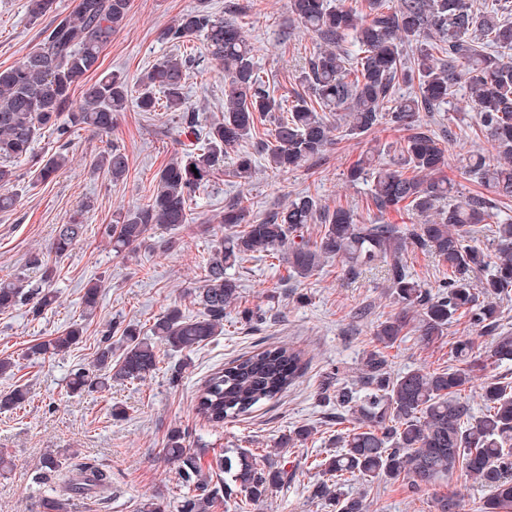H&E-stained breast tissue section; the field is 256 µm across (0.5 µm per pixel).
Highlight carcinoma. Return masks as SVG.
<instances>
[{
	"label": "carcinoma",
	"instance_id": "obj_1",
	"mask_svg": "<svg viewBox=\"0 0 512 512\" xmlns=\"http://www.w3.org/2000/svg\"><path fill=\"white\" fill-rule=\"evenodd\" d=\"M364 2L365 10L358 11L328 0H290L293 19L319 39L297 76L306 93L297 92L291 100L276 97L270 80L260 76L256 48L234 17V3L224 7L222 18L204 8L182 14L163 30L162 39L179 48L202 35L206 52L224 70L223 118L201 128L185 107L193 57L182 53L157 60L138 78L134 91L120 72L95 79L102 52L126 21L130 0H76L69 15L44 28L39 47L14 65L0 66V212L17 202L14 165L27 162L39 181L53 179L69 162L64 138L71 130L110 133L115 113L129 102L141 112L165 106L180 133L195 138L200 147L167 163L152 190L115 221L110 233L117 251L136 248L157 226L193 223L194 193L217 175L249 180L255 172L251 153L235 154L229 168L224 159L259 134V125L271 115L265 162L278 173L320 158L334 132L367 135L382 122L407 132L401 156L411 173L379 168L366 153L348 169L347 180L371 177L370 198L379 214L402 205L419 223L403 231L393 224H362L352 210L332 209L308 194L255 222L249 218L248 199L241 197L224 211L222 224L231 232L203 263L202 312L190 316L173 305L156 318L149 337L127 324L119 358L112 360V344L99 348L89 368L73 374L69 389L81 396L106 388L114 378L143 381L158 368L157 346L181 354L223 335L224 310L238 300L240 288L227 270L254 253L275 255L287 249L289 272L301 279L315 275L330 258L349 275L380 264L399 307L374 329L376 347L361 362L359 385L336 389V407L349 414L351 427L336 434V450L315 464L324 476L316 497L334 512H366L364 496L342 492L344 483L371 488L400 481L424 496L437 482L464 476L488 490L480 512H512V382L494 377L474 385V343L468 335L453 342L455 364L443 369L395 374L384 353L411 325L429 344L467 317L468 327L491 337L484 363L512 361V335L499 332L497 306L498 299L512 293V215L497 205L512 198V0H492L480 9L474 0H397L393 8L385 0ZM52 8V0H27L33 22ZM414 82L417 91L396 95V86ZM462 82L476 105L477 130L499 156L493 162L472 153L465 158L466 168L492 198L478 190L456 198L455 182L443 175L446 149L420 121L421 113L452 104ZM45 132L62 141L63 151L48 157L34 153ZM100 166L113 182L128 172L127 157L113 147L101 155ZM309 224L321 225L313 241L305 237ZM486 230L491 251L472 244ZM86 233L84 224H62L48 252L62 257ZM410 251L437 258L443 277L436 289L408 270L404 256ZM32 264L41 271L34 283L23 287L0 279V311L30 304L40 313L53 305L57 269L43 257ZM101 288L98 278L86 284L84 314L97 309ZM84 329L75 322L30 347L28 355L44 359L65 352L79 344ZM303 370L301 353L292 347L253 352L212 374L199 391L196 410L214 425L249 416L279 401ZM471 393L481 402L478 413L470 404ZM29 399V389L18 385L0 396V409H21ZM309 435L310 429L301 426L277 447L294 448ZM185 442L186 432L172 429L163 448L165 460L177 466L182 479L179 512H212L219 498L234 493L244 496L238 512H246L245 506L266 500L288 481L286 460L266 467L251 449L233 448L205 469ZM221 474L224 478L214 481ZM52 478L56 488L40 499L42 512H70L71 501L90 495L104 500L112 487L106 469L76 452L64 460L53 453L44 457L39 480ZM435 509L462 512V502L455 493L437 494Z\"/></svg>",
	"mask_w": 512,
	"mask_h": 512
}]
</instances>
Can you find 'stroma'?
Returning a JSON list of instances; mask_svg holds the SVG:
<instances>
[{
    "mask_svg": "<svg viewBox=\"0 0 512 512\" xmlns=\"http://www.w3.org/2000/svg\"><path fill=\"white\" fill-rule=\"evenodd\" d=\"M237 19L257 52L261 76L273 77L276 95H293L300 85L296 76L316 49L317 38L295 22L289 0H237ZM225 0H131L125 25L112 36L101 55L102 72H120L135 79L161 57L172 53V44L161 41V31L188 10L206 5L214 15L224 13ZM27 0H0V66L20 61L42 40V23L30 21ZM200 57L187 83V106L201 123L221 118L224 111V78L220 67L205 54L203 38H195ZM424 126L444 137L446 173L461 195L478 188L466 174L465 156L486 151L485 139L476 137V111L467 92H460L451 109L424 117ZM401 131L379 124L361 138L343 137L322 159L293 171L274 173L262 168L248 184L217 176L201 185L194 196V223L168 231L155 229L135 250L115 252L104 232L115 216L138 203L155 182L159 170L173 157L191 150L189 139L163 112H142L127 107L117 113L111 134L93 136L81 129L71 132L68 167L49 182L36 183L28 164L17 166L19 198L13 211L0 212V278L35 276L32 255L44 252L58 225L80 218L88 231L67 255L58 258L53 308L33 316L27 307L0 312V356L15 359L12 377H0V392L16 385L28 386L31 400L25 408L0 410V456L11 462L0 473V512H40L39 500L49 486L35 476L46 453L79 449L112 473V496L106 504L93 499L73 500L72 512H142L145 503L160 499L167 512H177L181 480L162 456L168 431L186 430V445L196 450L202 464H210L227 448L258 450L265 464H286L287 486L255 512H331L315 498L321 480L310 462L326 456L337 430L336 400L321 389L324 376L338 384L356 382L365 353L374 347L373 329L394 314L397 305L380 272L357 278L344 275L338 261L325 262L308 279L289 275L285 261L261 256L244 260L234 274L240 297L227 308L224 333L187 355L189 368L172 381L177 355L161 351L155 373L143 381L112 383L81 397L68 390L77 368L88 365L103 339L120 351V332L130 323L149 328L169 306L179 305L190 314L202 310L195 291L202 284V264L226 229L221 222L229 202L247 197L250 217L263 219L297 196L311 194L329 207L343 206L365 223L384 220L406 228L417 217L407 210L378 215L370 202V185L346 180L349 167L368 149L379 152L382 167L401 166ZM125 152L129 172L114 183L96 166L109 147ZM92 201L82 211L83 201ZM171 247H164V240ZM102 281L99 306L83 317L81 297L90 278ZM257 312L254 320L242 318L243 309ZM83 322L82 341L67 352L46 360L27 356L30 346L57 335L72 322ZM463 323H455L441 341L424 345L406 335L386 355L393 372L433 369L453 364L452 342ZM288 345L301 351L306 370L299 382L279 402L269 403L246 420L209 424L196 412V396L211 374L229 362L269 345ZM126 415L114 417V407ZM309 428L308 438L275 453L276 442L298 427ZM346 493H366L368 512H434L430 498L418 497L401 484H377L363 489L356 482Z\"/></svg>",
    "mask_w": 512,
    "mask_h": 512,
    "instance_id": "1",
    "label": "stroma"
}]
</instances>
